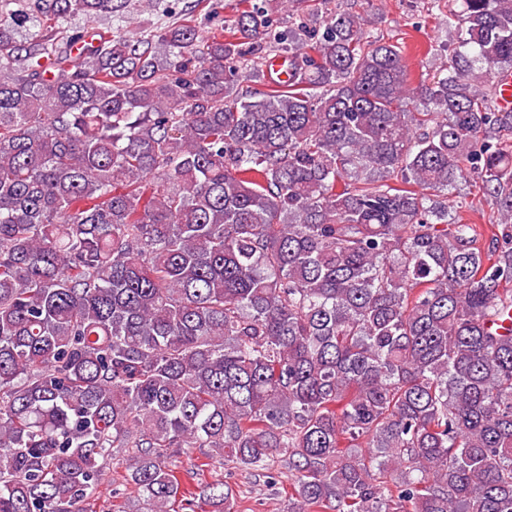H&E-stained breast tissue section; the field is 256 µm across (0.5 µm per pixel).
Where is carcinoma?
I'll use <instances>...</instances> for the list:
<instances>
[{
    "label": "carcinoma",
    "instance_id": "carcinoma-1",
    "mask_svg": "<svg viewBox=\"0 0 512 512\" xmlns=\"http://www.w3.org/2000/svg\"><path fill=\"white\" fill-rule=\"evenodd\" d=\"M128 2L0 0V512H83L126 448L146 512H235L170 448L288 454V512H512V0L416 87L352 12L99 28ZM454 202L455 207L463 218V222L469 224H489V220L493 222L496 219V213L493 214L490 206H488L482 193L472 181L462 182L459 185V190Z\"/></svg>",
    "mask_w": 512,
    "mask_h": 512
}]
</instances>
